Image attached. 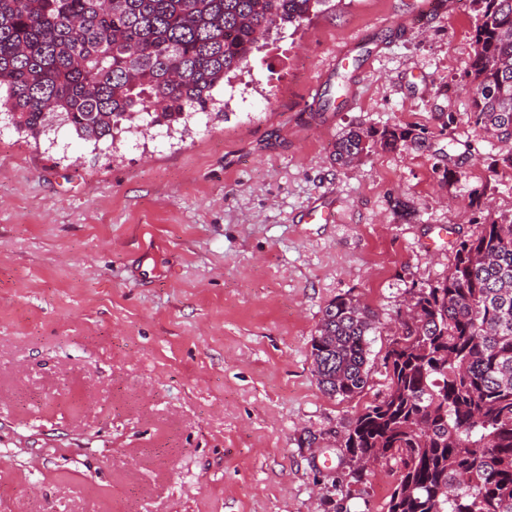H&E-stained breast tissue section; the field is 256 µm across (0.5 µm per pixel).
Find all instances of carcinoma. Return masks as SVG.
Wrapping results in <instances>:
<instances>
[{
	"instance_id": "1",
	"label": "carcinoma",
	"mask_w": 512,
	"mask_h": 512,
	"mask_svg": "<svg viewBox=\"0 0 512 512\" xmlns=\"http://www.w3.org/2000/svg\"><path fill=\"white\" fill-rule=\"evenodd\" d=\"M325 2L0 0V112L35 140L66 127L95 146L136 118L185 125L220 109L216 90L263 36ZM479 2L466 116L512 169V0ZM415 143L407 127H352L332 157L347 166ZM410 311L383 358L386 392L342 436L350 482L362 459H394L387 512H512V219L456 241L448 274L417 288ZM377 323L356 297L324 307L310 357L326 395H363Z\"/></svg>"
}]
</instances>
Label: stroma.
Listing matches in <instances>:
<instances>
[{
	"instance_id": "35a3bbf8",
	"label": "stroma",
	"mask_w": 512,
	"mask_h": 512,
	"mask_svg": "<svg viewBox=\"0 0 512 512\" xmlns=\"http://www.w3.org/2000/svg\"><path fill=\"white\" fill-rule=\"evenodd\" d=\"M480 8L327 0L181 137L95 147L0 122V512H387L396 462L348 485L341 437L385 389L412 289L447 273L452 241L512 217V170L466 119ZM360 36L363 66L334 65ZM341 74L346 95L315 98ZM393 125L424 146L332 162L345 130ZM320 203L335 222L303 223ZM344 294L378 316L351 402L310 358Z\"/></svg>"
}]
</instances>
